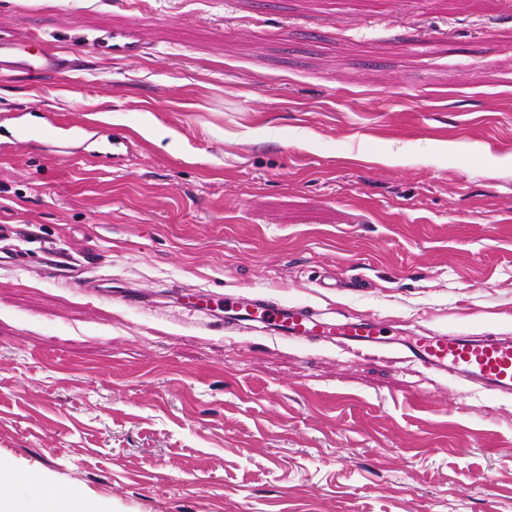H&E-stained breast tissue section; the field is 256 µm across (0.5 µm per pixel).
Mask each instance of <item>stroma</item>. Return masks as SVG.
<instances>
[{
    "mask_svg": "<svg viewBox=\"0 0 512 512\" xmlns=\"http://www.w3.org/2000/svg\"><path fill=\"white\" fill-rule=\"evenodd\" d=\"M126 27L138 61L87 45ZM1 36L80 53L1 68L0 124L91 129L0 144V463L105 512H512V393L410 352L512 337V0H0ZM82 129L77 125L61 123L51 118H44L36 124L22 120L11 130L2 129L0 126V139L3 136L10 140L35 142L49 148H57V144L80 136ZM225 312H232L230 319L251 321L289 339L302 336H327L359 344H370L379 336L383 321L371 317L345 324H332L315 319L307 308H292L276 302L262 301L251 306L233 297L224 298Z\"/></svg>",
    "mask_w": 512,
    "mask_h": 512,
    "instance_id": "stroma-1",
    "label": "stroma"
}]
</instances>
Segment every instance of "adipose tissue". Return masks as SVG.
Returning a JSON list of instances; mask_svg holds the SVG:
<instances>
[{
    "label": "adipose tissue",
    "instance_id": "ef3b65f1",
    "mask_svg": "<svg viewBox=\"0 0 512 512\" xmlns=\"http://www.w3.org/2000/svg\"><path fill=\"white\" fill-rule=\"evenodd\" d=\"M26 486L46 501L49 512H99L95 502L70 490H57L43 478L12 465L0 464V512H26V505L17 493Z\"/></svg>",
    "mask_w": 512,
    "mask_h": 512
}]
</instances>
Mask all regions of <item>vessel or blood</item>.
<instances>
[{"label":"vessel or blood","mask_w":512,"mask_h":512,"mask_svg":"<svg viewBox=\"0 0 512 512\" xmlns=\"http://www.w3.org/2000/svg\"><path fill=\"white\" fill-rule=\"evenodd\" d=\"M90 47L100 56L135 60L142 54L138 30H107L94 34ZM79 126L47 118L32 124L19 121L13 128H0V137L22 142H35L53 148L77 138ZM224 306L233 320L258 322L274 333L296 339L302 336H326L355 342L373 343L382 328L380 321L362 318L345 324H332L315 319L307 309L292 308L276 302L251 306L233 297ZM422 362L472 379L481 385L503 392L512 390V341L494 336L473 338L465 335L429 336L419 339L412 349Z\"/></svg>","instance_id":"obj_1"}]
</instances>
